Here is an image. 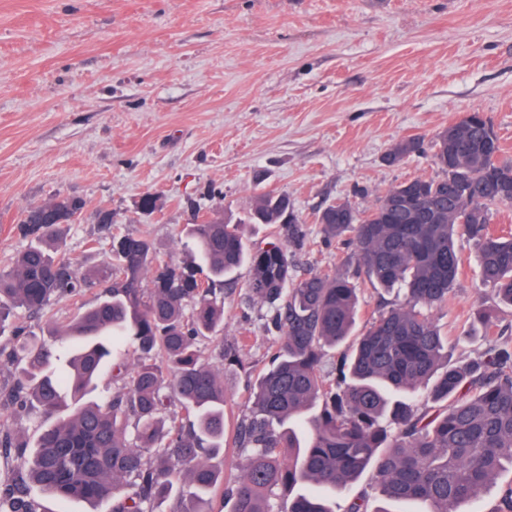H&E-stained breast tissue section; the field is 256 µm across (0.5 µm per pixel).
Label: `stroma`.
I'll return each instance as SVG.
<instances>
[{
  "instance_id": "stroma-1",
  "label": "stroma",
  "mask_w": 512,
  "mask_h": 512,
  "mask_svg": "<svg viewBox=\"0 0 512 512\" xmlns=\"http://www.w3.org/2000/svg\"><path fill=\"white\" fill-rule=\"evenodd\" d=\"M471 111L512 160V0H0V269L29 243L21 213L55 194L86 202L62 252L91 268L110 256L97 209L180 263L188 225L216 207L245 216L266 191L287 194L303 223L297 276L340 268L351 249L324 237L318 211L340 200L366 210L402 181L437 176L430 150L398 165L385 156ZM147 193L158 208L143 214ZM459 247L461 274L433 312L457 364L512 344V307L481 280L473 243ZM247 279L217 285L223 337L200 343L207 355L239 346L240 364L223 368L229 438L280 345ZM352 280L356 332L402 300ZM98 296L85 289L41 318L16 311L0 345L51 337ZM480 308L493 331L462 339Z\"/></svg>"
}]
</instances>
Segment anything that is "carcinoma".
Wrapping results in <instances>:
<instances>
[{
    "label": "carcinoma",
    "mask_w": 512,
    "mask_h": 512,
    "mask_svg": "<svg viewBox=\"0 0 512 512\" xmlns=\"http://www.w3.org/2000/svg\"><path fill=\"white\" fill-rule=\"evenodd\" d=\"M490 120L464 117L431 142L436 178L417 177L389 188L363 212L349 201L317 216L327 238L348 237L356 262L374 286L395 287L405 300L379 313L343 359V386L320 374L324 348L350 335L358 310L356 285L339 270L293 278L289 249L304 230L288 196L257 195L245 218L232 224L209 212L186 231L192 258L159 259L144 235H111L112 262L85 269L58 255L62 222L31 225L37 213L81 215L86 202L55 195L18 219L34 243L0 271V334L17 310L42 315L93 285L97 302L60 330L73 354L37 337L7 354L13 384L0 389V407L39 410L55 422L25 452L0 430V456L15 455L13 482L0 486V512H38L28 498L35 485L61 501L81 500L112 512H156L171 498L178 512H211L208 494L224 482L213 460L224 454V374L197 347L223 330L224 305L212 285L235 279L246 266V288L270 307L282 342L259 372L249 415L233 439L243 449L229 512H336L333 501L302 487L347 490L367 470L381 495L420 502L425 512H465L463 506L512 467V348L494 347L464 365L448 362V336L432 317L448 304L462 255L458 240L478 247L482 281L512 306V235L490 229L493 206H512V161ZM423 139L394 143L387 160L419 152ZM466 174L465 183L454 175ZM417 199L411 222L386 215L387 201ZM246 224H275L279 240L251 249ZM135 345L137 363L118 356ZM126 379V392L97 396L107 364ZM434 380L433 411L407 398ZM453 402H448V398ZM172 403L181 414L166 417Z\"/></svg>",
    "instance_id": "carcinoma-1"
}]
</instances>
